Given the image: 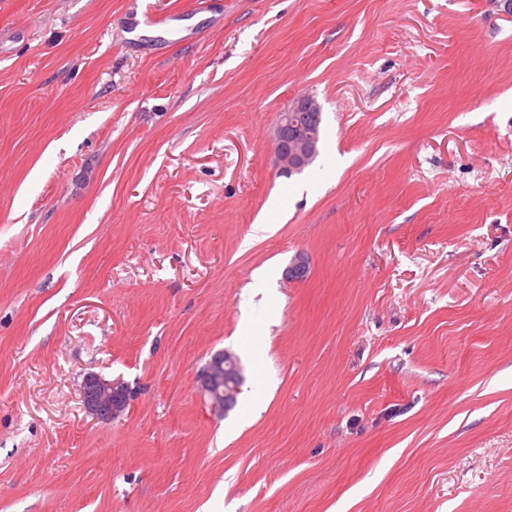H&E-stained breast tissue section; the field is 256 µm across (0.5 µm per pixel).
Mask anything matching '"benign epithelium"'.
Masks as SVG:
<instances>
[{
  "instance_id": "obj_1",
  "label": "benign epithelium",
  "mask_w": 512,
  "mask_h": 512,
  "mask_svg": "<svg viewBox=\"0 0 512 512\" xmlns=\"http://www.w3.org/2000/svg\"><path fill=\"white\" fill-rule=\"evenodd\" d=\"M321 123V107L310 95L299 98L288 111L278 115L274 126V149L280 172H298L311 163L318 151ZM308 274V258L297 254L289 264L285 278L301 280ZM241 383L235 356L228 351L215 354L202 375V389L209 395L215 410L220 412L234 406ZM80 397L89 414L100 421H110L130 405L131 391L121 381L88 373L80 385Z\"/></svg>"
}]
</instances>
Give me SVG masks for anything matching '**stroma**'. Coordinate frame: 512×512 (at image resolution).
Returning a JSON list of instances; mask_svg holds the SVG:
<instances>
[{
  "instance_id": "1",
  "label": "stroma",
  "mask_w": 512,
  "mask_h": 512,
  "mask_svg": "<svg viewBox=\"0 0 512 512\" xmlns=\"http://www.w3.org/2000/svg\"><path fill=\"white\" fill-rule=\"evenodd\" d=\"M0 512H512V0H0ZM321 123V107L310 95L278 115L274 149L280 173L302 171L311 163L318 151ZM202 389L212 400L215 410L226 412L234 406L241 392L242 376L235 356L222 351L215 354L202 375ZM80 397L89 414L100 421H110L130 405L131 391L124 382L87 373L80 385Z\"/></svg>"
}]
</instances>
